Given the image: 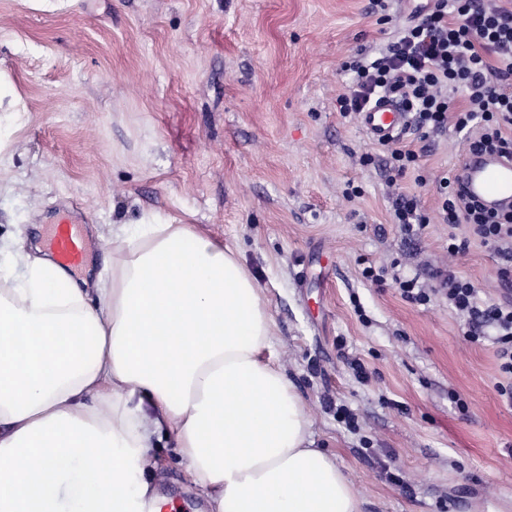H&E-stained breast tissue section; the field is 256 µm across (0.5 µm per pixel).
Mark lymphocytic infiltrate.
<instances>
[{
    "label": "lymphocytic infiltrate",
    "instance_id": "obj_1",
    "mask_svg": "<svg viewBox=\"0 0 512 512\" xmlns=\"http://www.w3.org/2000/svg\"><path fill=\"white\" fill-rule=\"evenodd\" d=\"M353 74L339 112L359 114L379 95L396 99L409 112L415 133L425 140L454 126L468 149L512 156V10L488 0H433L417 21L406 26L369 62L347 65ZM465 105H458V98ZM439 215L450 227L448 252L464 253L470 238L493 246L499 277L512 285V210L495 212L468 199L456 176L439 181ZM465 237H458V227ZM436 291L418 279H397L401 296L428 304L440 294L463 319L464 337L480 341L485 329L494 332L502 402L512 407V301L480 304L475 285L451 270H435Z\"/></svg>",
    "mask_w": 512,
    "mask_h": 512
}]
</instances>
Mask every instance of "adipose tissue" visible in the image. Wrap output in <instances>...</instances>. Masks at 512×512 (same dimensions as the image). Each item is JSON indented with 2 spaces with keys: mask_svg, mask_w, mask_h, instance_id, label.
<instances>
[{
  "mask_svg": "<svg viewBox=\"0 0 512 512\" xmlns=\"http://www.w3.org/2000/svg\"><path fill=\"white\" fill-rule=\"evenodd\" d=\"M28 267L25 287L0 278V512H152L167 438L214 512H360L231 249L116 224L95 289L45 255Z\"/></svg>",
  "mask_w": 512,
  "mask_h": 512,
  "instance_id": "obj_1",
  "label": "adipose tissue"
}]
</instances>
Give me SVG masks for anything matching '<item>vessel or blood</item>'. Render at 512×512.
<instances>
[{"label": "vessel or blood", "instance_id": "b4317fda", "mask_svg": "<svg viewBox=\"0 0 512 512\" xmlns=\"http://www.w3.org/2000/svg\"><path fill=\"white\" fill-rule=\"evenodd\" d=\"M408 123L391 97H382L362 112L359 126L373 142H383L402 132ZM465 195L492 211L512 209V157L497 153L464 152L458 168ZM49 243L61 262L70 267L83 260V239L74 225L61 223L54 227Z\"/></svg>", "mask_w": 512, "mask_h": 512}]
</instances>
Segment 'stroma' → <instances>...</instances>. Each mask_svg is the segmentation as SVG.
I'll return each instance as SVG.
<instances>
[{"mask_svg": "<svg viewBox=\"0 0 512 512\" xmlns=\"http://www.w3.org/2000/svg\"><path fill=\"white\" fill-rule=\"evenodd\" d=\"M368 5L0 0V272L24 280L12 255L45 248L38 225L64 218L91 280L112 265L108 226L198 225L265 296L275 355L362 512H512L495 345L466 341L439 296L412 303L394 283L431 288L450 267L481 303L506 297L491 246L448 254L437 181L463 138L405 135L419 167L392 185L385 147L338 111L344 63L394 41L416 3L392 0L383 24ZM401 193L430 218L411 241L393 219ZM370 265L382 283L363 278ZM162 455L159 492L197 499L174 448Z\"/></svg>", "mask_w": 512, "mask_h": 512, "instance_id": "1", "label": "stroma"}]
</instances>
